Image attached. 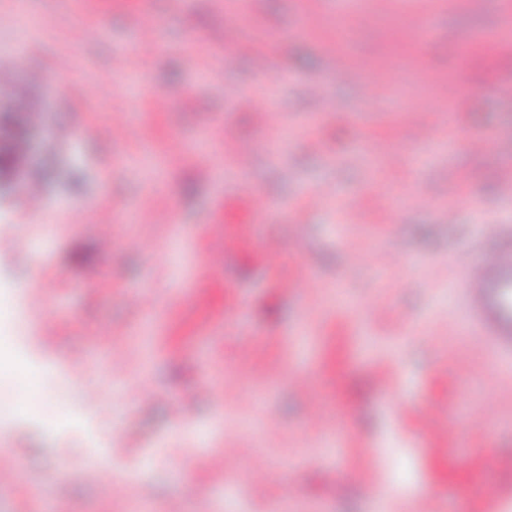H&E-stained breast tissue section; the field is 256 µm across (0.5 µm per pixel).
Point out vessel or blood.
I'll list each match as a JSON object with an SVG mask.
<instances>
[{
    "label": "vessel or blood",
    "instance_id": "b4317fda",
    "mask_svg": "<svg viewBox=\"0 0 512 512\" xmlns=\"http://www.w3.org/2000/svg\"><path fill=\"white\" fill-rule=\"evenodd\" d=\"M328 5L339 16H378L397 9L426 17L442 11L444 0H328ZM456 264L462 271L458 292L470 325L498 351L512 355V248L492 250L478 259L467 255Z\"/></svg>",
    "mask_w": 512,
    "mask_h": 512
}]
</instances>
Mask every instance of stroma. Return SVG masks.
I'll list each match as a JSON object with an SVG mask.
<instances>
[{
  "label": "stroma",
  "mask_w": 512,
  "mask_h": 512,
  "mask_svg": "<svg viewBox=\"0 0 512 512\" xmlns=\"http://www.w3.org/2000/svg\"><path fill=\"white\" fill-rule=\"evenodd\" d=\"M417 23L323 0H0V154L26 150L0 169V342L43 395L0 426L17 461L0 512H491L512 492V357L468 327L454 264L512 243V0H450L422 42L399 39ZM450 27L487 47L460 56ZM343 57L377 70L338 79ZM25 86L35 126L10 109ZM319 184L356 231L307 205ZM187 398L183 425L169 407ZM84 406L94 455L70 427ZM109 459L128 492L100 481Z\"/></svg>",
  "instance_id": "obj_1"
}]
</instances>
